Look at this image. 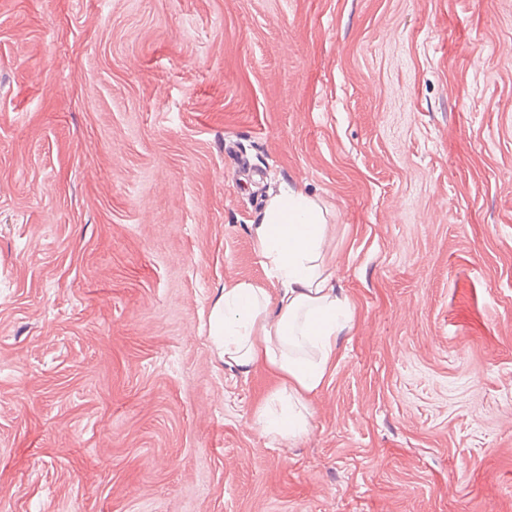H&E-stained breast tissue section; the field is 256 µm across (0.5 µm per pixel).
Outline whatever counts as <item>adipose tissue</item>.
Returning a JSON list of instances; mask_svg holds the SVG:
<instances>
[{
  "mask_svg": "<svg viewBox=\"0 0 512 512\" xmlns=\"http://www.w3.org/2000/svg\"><path fill=\"white\" fill-rule=\"evenodd\" d=\"M326 216L313 198L297 191L269 193L253 243L283 285L278 302L245 282L225 286L213 304L210 335L226 364L249 373L269 369L281 382L274 401L257 417L265 433L299 436L305 419L293 403L318 391L336 355V338L352 320L324 258L330 247Z\"/></svg>",
  "mask_w": 512,
  "mask_h": 512,
  "instance_id": "obj_1",
  "label": "adipose tissue"
}]
</instances>
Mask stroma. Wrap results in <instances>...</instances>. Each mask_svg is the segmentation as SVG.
<instances>
[{"mask_svg": "<svg viewBox=\"0 0 512 512\" xmlns=\"http://www.w3.org/2000/svg\"><path fill=\"white\" fill-rule=\"evenodd\" d=\"M281 187L354 310L288 441L208 336ZM0 512H512V0H0Z\"/></svg>", "mask_w": 512, "mask_h": 512, "instance_id": "35a3bbf8", "label": "stroma"}]
</instances>
